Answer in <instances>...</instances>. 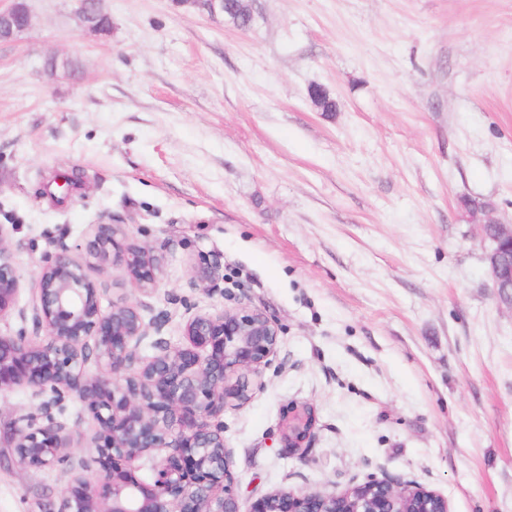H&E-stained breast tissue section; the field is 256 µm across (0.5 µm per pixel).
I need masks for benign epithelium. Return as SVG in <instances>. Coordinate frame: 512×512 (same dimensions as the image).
I'll list each match as a JSON object with an SVG mask.
<instances>
[{
  "mask_svg": "<svg viewBox=\"0 0 512 512\" xmlns=\"http://www.w3.org/2000/svg\"><path fill=\"white\" fill-rule=\"evenodd\" d=\"M22 22L9 40L31 27L24 0L0 8V22ZM465 219L480 225L487 273L496 301L512 288V224L490 210ZM121 267L135 290L159 284L152 248L127 240L116 225L95 227L76 250L58 243L36 272V329L44 335L0 336V392L24 386L39 400L15 421L13 448L22 466L67 465L61 512H241L231 453L224 444V412L241 407L262 388L261 375L278 356L280 328L257 308L198 312L185 322L186 346L161 336L168 314L145 320L135 302L105 309L101 288L87 274L90 260ZM20 275L0 228V316L14 309ZM150 340L152 355H140ZM103 362L84 372L90 353ZM81 403L96 420L91 439L101 469L84 474L74 464L73 430L60 419L66 402ZM312 407L295 406L281 429L285 447L303 461L315 438ZM161 453L152 482L134 477L123 463ZM249 512H449L442 494L413 481L384 475L352 480L336 492L280 488L257 499Z\"/></svg>",
  "mask_w": 512,
  "mask_h": 512,
  "instance_id": "obj_1",
  "label": "benign epithelium"
}]
</instances>
